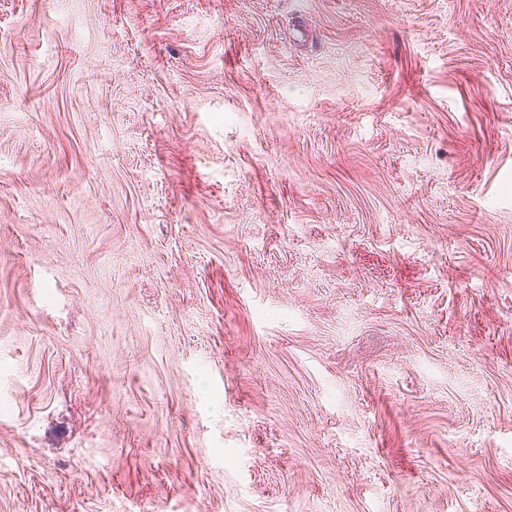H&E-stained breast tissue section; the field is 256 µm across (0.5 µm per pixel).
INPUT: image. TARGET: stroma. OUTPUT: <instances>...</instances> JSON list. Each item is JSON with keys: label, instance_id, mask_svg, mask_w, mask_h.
Returning <instances> with one entry per match:
<instances>
[{"label": "stroma", "instance_id": "1", "mask_svg": "<svg viewBox=\"0 0 512 512\" xmlns=\"http://www.w3.org/2000/svg\"><path fill=\"white\" fill-rule=\"evenodd\" d=\"M0 512H512V0H0Z\"/></svg>", "mask_w": 512, "mask_h": 512}]
</instances>
